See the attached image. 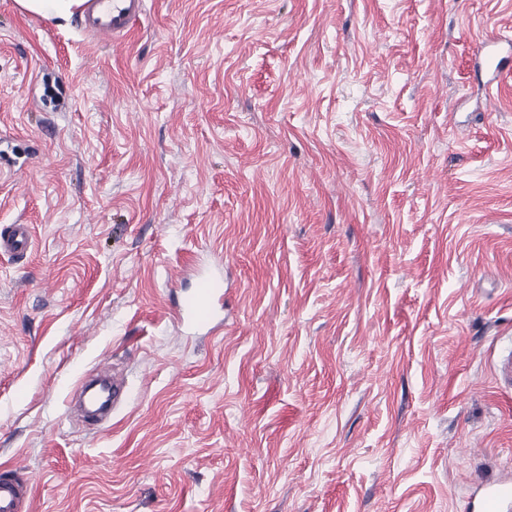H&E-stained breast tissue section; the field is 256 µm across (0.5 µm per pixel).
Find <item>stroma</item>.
<instances>
[{"instance_id":"stroma-1","label":"stroma","mask_w":512,"mask_h":512,"mask_svg":"<svg viewBox=\"0 0 512 512\" xmlns=\"http://www.w3.org/2000/svg\"><path fill=\"white\" fill-rule=\"evenodd\" d=\"M512 0H0V471L26 512H467L512 482ZM224 266V324L175 300ZM128 392L96 431L67 400ZM84 0H16L23 9L53 19L68 20ZM144 9V0H85L81 26L93 36L123 39L134 28ZM31 243L32 233L28 224H6L0 228V254L25 256Z\"/></svg>"}]
</instances>
